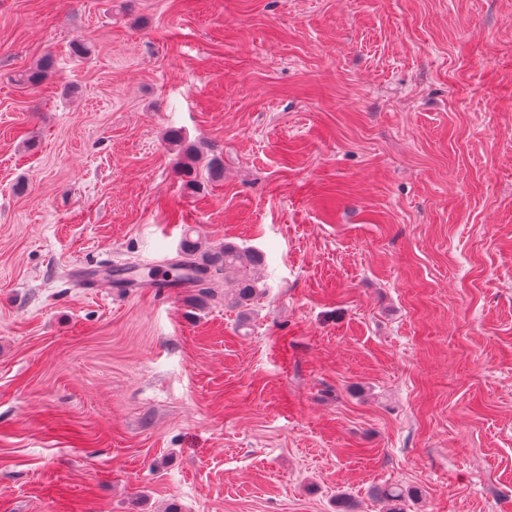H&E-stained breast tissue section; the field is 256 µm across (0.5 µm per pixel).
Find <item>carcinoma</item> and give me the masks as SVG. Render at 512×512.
Masks as SVG:
<instances>
[{"mask_svg":"<svg viewBox=\"0 0 512 512\" xmlns=\"http://www.w3.org/2000/svg\"><path fill=\"white\" fill-rule=\"evenodd\" d=\"M53 67V61L45 59L39 66L20 75L19 81L36 85L41 83ZM169 140L180 150V162L177 169L185 188L195 192L206 181H215L224 173V162L221 157H212L206 167L197 165L198 149L185 143L178 130H171ZM264 259L255 250L241 247L232 241L220 245L202 247L201 243L187 240L183 243L181 259L169 264L174 271L167 285L179 288L185 283L195 286L193 300L206 304L212 300L227 274H234L237 279L236 293L233 298L234 307L242 315L253 310L257 301L265 292V285L261 276V267ZM381 497L390 503L388 512H405V495L402 489L388 486L381 490Z\"/></svg>","mask_w":512,"mask_h":512,"instance_id":"carcinoma-1","label":"carcinoma"}]
</instances>
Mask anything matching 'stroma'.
<instances>
[{
	"label": "stroma",
	"instance_id": "obj_1",
	"mask_svg": "<svg viewBox=\"0 0 512 512\" xmlns=\"http://www.w3.org/2000/svg\"><path fill=\"white\" fill-rule=\"evenodd\" d=\"M187 235L263 254L247 321L80 280ZM385 486L512 512V0H0V512ZM169 140L180 150V162L177 169L183 185L190 192L201 188L205 181H215L224 173V162L220 156H213L206 167L201 169L197 165L198 149L193 144L185 143L179 130H170Z\"/></svg>",
	"mask_w": 512,
	"mask_h": 512
}]
</instances>
